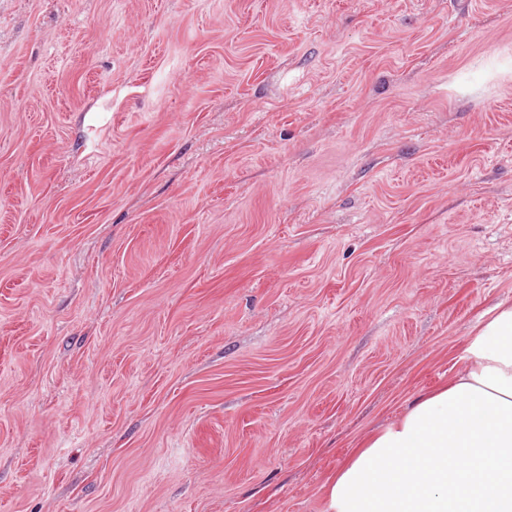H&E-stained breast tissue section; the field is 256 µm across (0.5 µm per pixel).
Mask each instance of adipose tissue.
Wrapping results in <instances>:
<instances>
[{
    "mask_svg": "<svg viewBox=\"0 0 512 512\" xmlns=\"http://www.w3.org/2000/svg\"><path fill=\"white\" fill-rule=\"evenodd\" d=\"M463 360L344 457L324 512H512V304L482 314Z\"/></svg>",
    "mask_w": 512,
    "mask_h": 512,
    "instance_id": "1",
    "label": "adipose tissue"
}]
</instances>
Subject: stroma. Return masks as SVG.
<instances>
[{"label":"stroma","mask_w":512,"mask_h":512,"mask_svg":"<svg viewBox=\"0 0 512 512\" xmlns=\"http://www.w3.org/2000/svg\"><path fill=\"white\" fill-rule=\"evenodd\" d=\"M512 302V0H0V512H322Z\"/></svg>","instance_id":"obj_1"}]
</instances>
